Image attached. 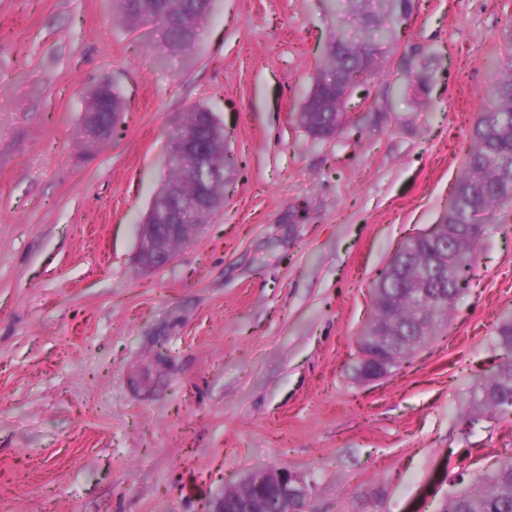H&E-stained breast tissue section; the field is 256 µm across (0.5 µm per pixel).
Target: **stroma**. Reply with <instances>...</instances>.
<instances>
[{
    "label": "stroma",
    "instance_id": "obj_1",
    "mask_svg": "<svg viewBox=\"0 0 512 512\" xmlns=\"http://www.w3.org/2000/svg\"><path fill=\"white\" fill-rule=\"evenodd\" d=\"M509 24L512 0H411L346 129L314 142L298 112L329 0H214L185 52L112 0H0V512H202L260 468L310 480L304 512H443L512 453V414L469 407L512 317V208L439 335L357 377L376 279L442 222ZM100 80L123 133L88 156ZM198 104L231 192L146 270L171 127Z\"/></svg>",
    "mask_w": 512,
    "mask_h": 512
}]
</instances>
